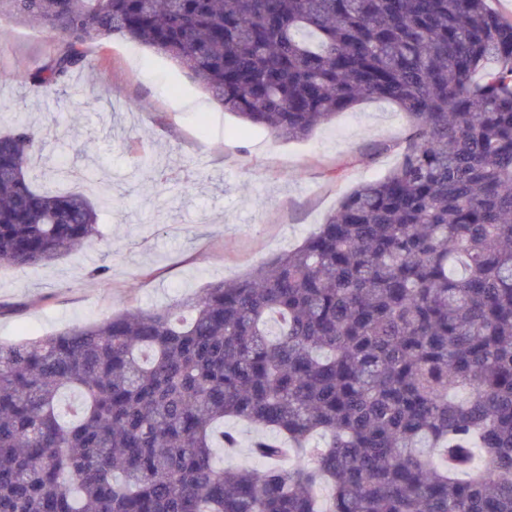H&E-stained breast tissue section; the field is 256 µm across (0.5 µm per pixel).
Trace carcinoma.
<instances>
[{"mask_svg":"<svg viewBox=\"0 0 512 512\" xmlns=\"http://www.w3.org/2000/svg\"><path fill=\"white\" fill-rule=\"evenodd\" d=\"M62 83L122 37L289 140L362 98L398 165L241 279L0 344V512H512V21L488 0H0ZM494 66H487V62ZM0 133V265L104 242L97 201ZM234 418L275 432L224 468Z\"/></svg>","mask_w":512,"mask_h":512,"instance_id":"obj_1","label":"carcinoma"}]
</instances>
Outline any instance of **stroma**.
Here are the masks:
<instances>
[{"label":"stroma","mask_w":512,"mask_h":512,"mask_svg":"<svg viewBox=\"0 0 512 512\" xmlns=\"http://www.w3.org/2000/svg\"><path fill=\"white\" fill-rule=\"evenodd\" d=\"M46 30L0 17V132L51 125L28 176L89 168L119 204L105 243L25 268L0 266V342L34 339L123 309L168 306L291 250L354 187L399 162L409 122L392 102L360 101L304 140H284L224 111L185 70L115 37L92 43L91 68L37 87L25 74L55 53ZM153 167L136 170L139 153ZM106 268L98 278L97 268Z\"/></svg>","instance_id":"obj_1"}]
</instances>
